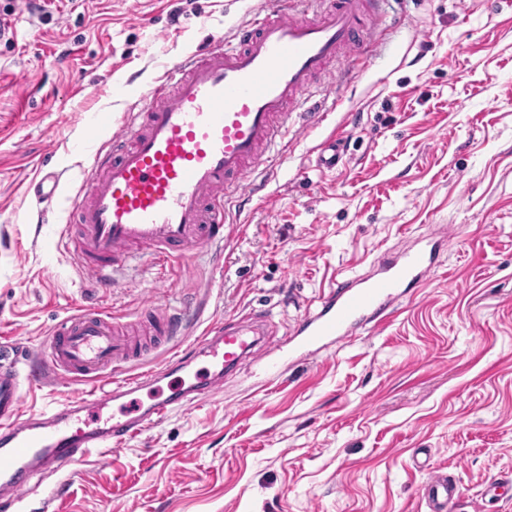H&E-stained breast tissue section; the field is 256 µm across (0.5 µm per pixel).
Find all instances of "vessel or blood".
<instances>
[{
    "label": "vessel or blood",
    "instance_id": "1",
    "mask_svg": "<svg viewBox=\"0 0 512 512\" xmlns=\"http://www.w3.org/2000/svg\"><path fill=\"white\" fill-rule=\"evenodd\" d=\"M303 2L274 0L230 44L200 45L165 68L141 95L140 110L94 155L71 215L78 226L73 250L97 285L110 287L117 268L144 250L161 268L203 248L223 251L234 228L228 202L242 208L267 189L265 175L285 154L297 120L317 115L308 105L317 78L331 61L363 57L371 41L375 0H316L320 9L311 15L300 11ZM344 151L342 140H329L315 163L335 169ZM61 186L60 173L42 167L27 184L41 203L53 202ZM431 263L421 248L370 277L345 280L299 323L289 358L317 353L361 326L384 325L404 285L421 280ZM269 324L259 316L211 325L186 353L234 368L256 328ZM129 350L110 314L85 308L58 323L47 352L15 356L0 370V512H29L34 478L111 451L113 441L141 435L175 408L193 409L220 390L216 376H199L178 396L154 395L143 412L109 414L112 401L158 383L168 372L163 366L114 378L110 390L43 410L38 423L25 424L26 392L42 386L46 372L66 383L79 376L97 382ZM84 411L99 422H82ZM459 497V486L440 472L423 486L429 512H450Z\"/></svg>",
    "mask_w": 512,
    "mask_h": 512
}]
</instances>
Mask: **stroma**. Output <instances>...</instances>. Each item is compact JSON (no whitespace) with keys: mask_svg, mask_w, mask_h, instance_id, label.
Segmentation results:
<instances>
[{"mask_svg":"<svg viewBox=\"0 0 512 512\" xmlns=\"http://www.w3.org/2000/svg\"><path fill=\"white\" fill-rule=\"evenodd\" d=\"M267 0H0V358L39 350L72 310L188 309L192 335L244 313L289 332L337 282L429 239L436 261L387 323L265 369L268 343L223 390L112 454L72 465L46 512H428L429 470L454 512H512V0H379L378 35L320 86L335 109L295 132L271 196L231 212L209 254L149 257L97 288L64 244L83 170L164 62L231 42ZM347 148L316 167L331 136ZM63 197L28 219L37 164ZM423 499L430 512H447L460 497L459 486L448 480L444 473L431 471L423 486Z\"/></svg>","mask_w":512,"mask_h":512,"instance_id":"1","label":"stroma"}]
</instances>
